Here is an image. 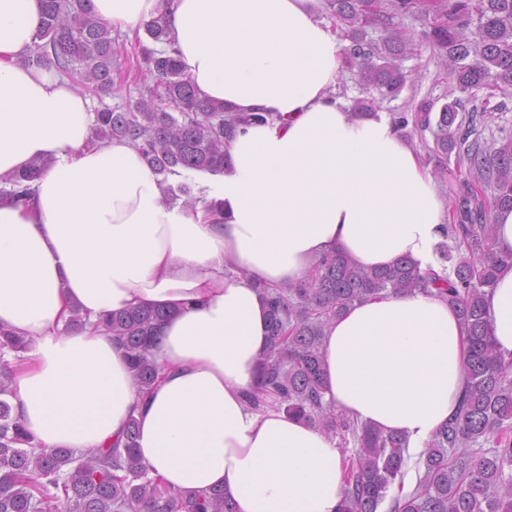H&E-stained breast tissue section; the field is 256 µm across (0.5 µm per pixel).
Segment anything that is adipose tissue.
Returning a JSON list of instances; mask_svg holds the SVG:
<instances>
[{
	"mask_svg": "<svg viewBox=\"0 0 512 512\" xmlns=\"http://www.w3.org/2000/svg\"><path fill=\"white\" fill-rule=\"evenodd\" d=\"M132 30L162 19L199 96L261 112L225 142L209 207L165 199L142 153L91 141L88 96L24 66L40 0H0V177L47 160L27 203L0 195V327L29 348L9 402L35 443L102 448L129 420L150 476L169 488L223 489L236 512H337L342 459L320 429L266 400L263 291L305 280L325 254L362 266H428L443 239L434 178L404 131L355 116L337 97L347 40L325 0H92ZM502 258L485 295L493 341L512 358V209L494 211ZM170 311L141 392L100 316ZM86 328L65 332L72 310ZM465 332L434 293L379 295L330 322L326 399L418 453L467 387Z\"/></svg>",
	"mask_w": 512,
	"mask_h": 512,
	"instance_id": "ef3b65f1",
	"label": "adipose tissue"
}]
</instances>
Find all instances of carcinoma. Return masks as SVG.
Masks as SVG:
<instances>
[{
	"instance_id": "obj_1",
	"label": "carcinoma",
	"mask_w": 512,
	"mask_h": 512,
	"mask_svg": "<svg viewBox=\"0 0 512 512\" xmlns=\"http://www.w3.org/2000/svg\"><path fill=\"white\" fill-rule=\"evenodd\" d=\"M40 2L35 48L22 63L53 69L84 94H111L113 72L121 69L112 26L96 15L91 0ZM414 6L415 0H331L333 16L350 39L346 67L366 90L395 97L411 81L398 61L412 40L386 22ZM381 23L384 34L367 39L366 28ZM144 30L162 45L142 47L137 61L150 85L125 106L106 105L95 113L96 140L135 144L166 179L185 171L224 172L226 136L266 116L226 112L200 99L168 45L162 20ZM421 38L448 58L456 91L489 90L481 108L470 112L458 111L455 99L437 112L422 103L394 120L402 130L411 124L431 133L442 175L453 152L474 174L449 190L450 220L444 225L445 238L465 257L450 269L423 272L407 259L369 269L331 252L298 286L264 292L270 350L261 362L260 391L250 401L272 396L288 414L327 435L352 436L358 450L345 459L338 512H512V361L496 351L484 308L486 289L503 261L494 251L491 216L499 207H512V137L500 146L482 137L488 115L505 108L503 102L490 105L495 91L512 89V0H440ZM42 171L35 163L3 178L0 195L30 199ZM415 290H434L457 308L467 336L468 386L456 414L420 452L412 492L391 497V486L404 488L407 441L358 423L324 399L321 342L326 325L355 303ZM168 316V310L149 306L110 313L96 323L124 350L144 393L159 376L151 349ZM27 349L26 341L0 327V512H235L222 490L179 491L149 476L135 446L134 419L121 448L34 444L4 399L12 392L11 360Z\"/></svg>"
}]
</instances>
